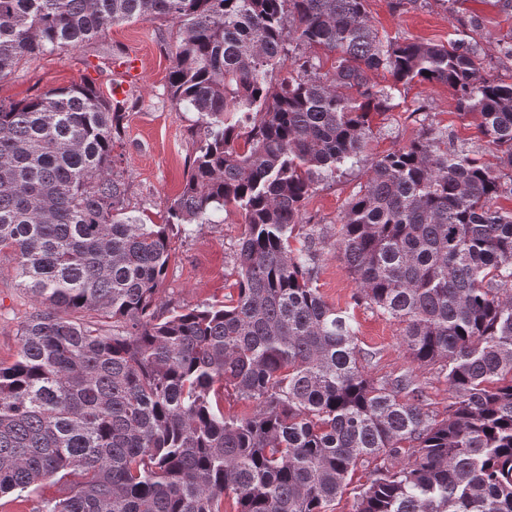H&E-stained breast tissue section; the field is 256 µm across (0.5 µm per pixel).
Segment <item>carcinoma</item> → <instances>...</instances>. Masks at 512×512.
I'll use <instances>...</instances> for the list:
<instances>
[{
	"label": "carcinoma",
	"mask_w": 512,
	"mask_h": 512,
	"mask_svg": "<svg viewBox=\"0 0 512 512\" xmlns=\"http://www.w3.org/2000/svg\"><path fill=\"white\" fill-rule=\"evenodd\" d=\"M365 2L0 0V79L124 21L176 24L168 92L203 129L167 223L143 224L112 160L124 105L84 84L0 102V250L44 306L0 362V494L57 486L35 512H330L363 467L354 512H512V81L463 31L379 36ZM379 69L394 85L368 81ZM415 79L448 86L495 164L433 125L367 158L370 113ZM361 165L336 253L354 304L438 366L440 419L412 371L367 377L353 317L316 286L327 242L303 208ZM229 205L234 292L164 307L173 231ZM228 389L252 411L224 415Z\"/></svg>",
	"instance_id": "1"
}]
</instances>
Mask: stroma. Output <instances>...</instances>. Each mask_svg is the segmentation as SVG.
I'll return each mask as SVG.
<instances>
[{"label":"stroma","instance_id":"stroma-1","mask_svg":"<svg viewBox=\"0 0 512 512\" xmlns=\"http://www.w3.org/2000/svg\"><path fill=\"white\" fill-rule=\"evenodd\" d=\"M366 11L379 34L405 36L444 44L455 29H466L471 45L484 57L489 75L512 78V60L498 45L512 34V0H366ZM178 29L165 21H134L112 27L106 35L82 47L21 62L0 80V100L19 102L33 94L73 84H91L111 99L121 77L115 57L131 53L142 60L137 82L127 93L123 129L112 154L127 183L129 215L146 224L164 223L167 208L185 183L187 161L199 136L197 115L170 100L167 77ZM394 108L373 118L367 145L371 158L383 156L417 138L426 123L447 128L455 146L478 149L483 142L476 122L461 118L447 87L414 81L395 85ZM366 181L364 171L323 184L307 200L303 221L319 225L333 237L346 200ZM236 208L215 212L211 223L196 226L191 236L175 235L159 297L172 308L194 307L223 300L237 279L235 252L243 232ZM317 286L324 299L351 314L359 329L367 376L413 369L425 388V407L434 415L448 409V385L436 369L414 366L402 343V327L368 306L354 305L356 284L333 248L319 263ZM41 304L21 288L11 251H0V362H12L20 349L19 330Z\"/></svg>","mask_w":512,"mask_h":512}]
</instances>
